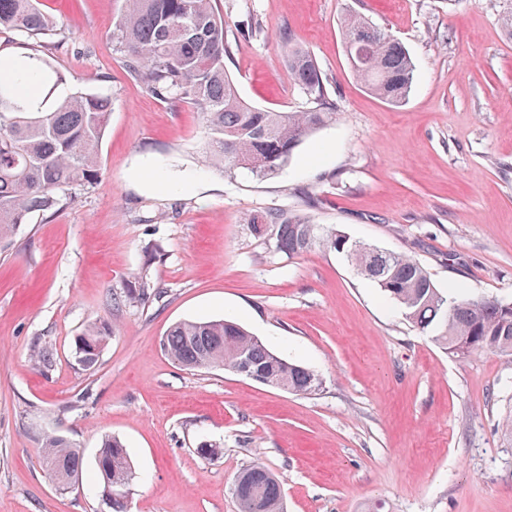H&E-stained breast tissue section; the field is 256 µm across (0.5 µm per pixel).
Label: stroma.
Returning <instances> with one entry per match:
<instances>
[{
  "mask_svg": "<svg viewBox=\"0 0 512 512\" xmlns=\"http://www.w3.org/2000/svg\"><path fill=\"white\" fill-rule=\"evenodd\" d=\"M39 3L53 35L1 28L0 54L42 55L112 110L97 184L73 186L0 251V512H105L94 476L107 435L136 473L128 512H237L234 480L256 459L287 512H512V357L450 355L335 251L291 256L251 227L297 213L414 257L439 288L512 302V0H217L246 101L309 108L288 78L291 42L336 106L264 179L208 165L196 108L127 77L111 39L123 0ZM352 12L409 50L405 103L353 76ZM142 276L156 297L130 299ZM96 318L113 333L85 371L73 340ZM222 318L316 371L321 389L189 371L162 350L173 324ZM37 344L50 369L31 362ZM45 433L82 452L70 493L42 466ZM205 441L221 454L198 455Z\"/></svg>",
  "mask_w": 512,
  "mask_h": 512,
  "instance_id": "obj_1",
  "label": "stroma"
}]
</instances>
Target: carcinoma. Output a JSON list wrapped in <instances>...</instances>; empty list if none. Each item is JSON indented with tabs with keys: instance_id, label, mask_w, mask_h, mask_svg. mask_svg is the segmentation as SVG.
Here are the masks:
<instances>
[{
	"instance_id": "1",
	"label": "carcinoma",
	"mask_w": 512,
	"mask_h": 512,
	"mask_svg": "<svg viewBox=\"0 0 512 512\" xmlns=\"http://www.w3.org/2000/svg\"><path fill=\"white\" fill-rule=\"evenodd\" d=\"M0 27L31 37L52 34L53 18L38 0H0ZM342 36L352 71L370 93L392 105L403 103L415 65L405 48L363 15H347ZM112 50L127 76L152 95L189 100L202 114L207 159L232 175L242 169L258 178L278 171L314 131L336 121L320 67L311 52L291 47L288 76L314 106L299 112L257 108L240 95L226 70L234 45L224 30L216 0H124L112 30ZM12 73L0 80V249L10 245L18 228L36 214L57 206L74 185L91 186L100 176V146L111 112L108 97L73 92L65 76L42 57L1 60ZM33 82L37 106L18 99L17 86ZM277 251L290 256L314 248L343 256L353 270L397 303L406 320L456 356L493 351L512 357V304L497 299L450 298L416 259L374 247L352 250V242L333 226L311 224L300 215L275 223ZM112 328L89 323L74 339L75 360L85 370L99 362ZM162 346L175 364L187 370L234 371L248 358L263 384L296 395H311L323 380L313 370L275 353L240 324L227 320H187L174 324ZM45 466L58 490L69 492L82 472V455L68 438L45 434ZM238 478L237 512H285L280 483L260 461ZM135 479L126 446L117 438L102 440L96 482L102 492L131 488Z\"/></svg>"
}]
</instances>
